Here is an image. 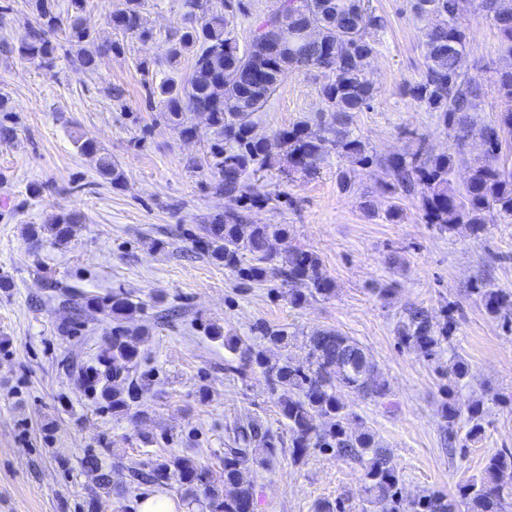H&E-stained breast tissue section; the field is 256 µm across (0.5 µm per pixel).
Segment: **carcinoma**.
I'll use <instances>...</instances> for the list:
<instances>
[{"label": "carcinoma", "instance_id": "obj_1", "mask_svg": "<svg viewBox=\"0 0 512 512\" xmlns=\"http://www.w3.org/2000/svg\"><path fill=\"white\" fill-rule=\"evenodd\" d=\"M27 6L24 34L15 43H0V52L16 54L51 71L63 49L56 39L58 33L68 32V40L78 45L95 44V37L82 22L88 0H68L65 13L57 10L56 0H27ZM182 7L184 25L171 34L169 62L175 68L188 55L191 73L186 78H164L150 90L149 97L159 98L164 119L187 136L192 134V127L186 125L187 113L207 114L217 138L205 165L214 178V189L235 203L201 226L193 247L249 284L290 285L287 300L293 307L332 295L336 284L326 275L317 254L295 248L280 256L274 249V242L288 235V225L247 224L245 211L272 200L254 188V182L272 169L291 181L297 175L312 177L330 150L361 167L372 163L351 125L354 113L369 109L374 99L368 66L376 52L374 33L382 28L381 18L368 10L364 0H280L279 9L254 32L256 41L242 48L234 34L236 14H244L242 0H183ZM481 7L492 16L502 49L512 55V0H481ZM143 8L144 0H126L125 7L111 17L113 28L149 35ZM411 11L429 16L431 24L423 33L425 71L419 80L404 86V94L426 111L438 113L439 121L454 131L458 140L479 129L488 160L469 167L456 187L455 155L433 154L419 147L409 155L396 154L384 161L388 180L381 190L389 199L399 194L419 195L425 223L436 224L442 231L462 225L478 234L484 230L488 212L512 219V168L494 163L502 133L512 130V71L495 81L498 97L505 103L499 120L477 126L473 113L478 111L481 89L462 68L468 35L459 22L456 0H411ZM283 23L299 33L309 28L313 36H301L294 53L274 52L275 28ZM116 49L118 46L109 42L96 44L92 51L82 48L71 62L94 71ZM295 69H315L322 74L320 95L325 110L331 113V123L314 126L303 120L277 131L271 140L257 135L253 115L263 111ZM78 148L97 156L98 170L112 186L121 185L118 165L100 152L94 139L83 140ZM79 222L77 214L62 213L51 224L27 225L26 235L63 242ZM477 293L492 315L512 309V294L494 288H479ZM58 298L72 309V316L59 327L64 336L99 314L112 320V339L96 355L95 364L78 369V376L86 391L107 403L113 414H128L144 385L132 371L139 364L145 332L127 327L126 320L141 306L124 293L80 298L61 289ZM204 330L224 339V346L239 360L236 366L225 364V371L240 373L249 368L262 375L288 429L294 463L304 462L312 450L330 451L340 459L360 463L365 502L371 508L381 507L382 512H512V451L508 449L488 457L481 475L458 484L452 497L439 491L412 500L403 497L400 470L375 434L365 427L352 428L344 394L357 393L381 403L391 389L375 361L350 337L334 329L315 330L305 340V361L295 363L288 355L293 338L284 328L264 321L255 323L252 332L266 344L262 349L224 335V328L215 323L205 324ZM446 339L448 327L437 326L422 308L408 309L398 326L400 343L425 357L432 356ZM470 378L469 364L456 360L444 392L451 395L453 387ZM483 414L480 401L462 412L447 400L441 410L450 428L465 417L471 440L484 432ZM281 443L279 434L250 415L236 425L233 447L224 451V489L212 481L208 468L177 455L144 465L132 478L146 485L175 482L191 497L201 492L209 512H254V488L244 474L263 464Z\"/></svg>", "mask_w": 512, "mask_h": 512}]
</instances>
